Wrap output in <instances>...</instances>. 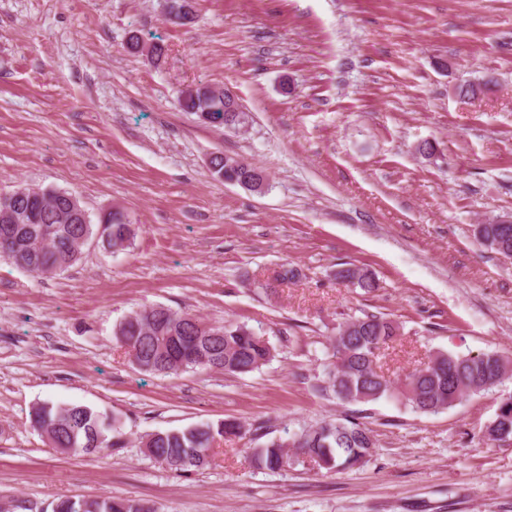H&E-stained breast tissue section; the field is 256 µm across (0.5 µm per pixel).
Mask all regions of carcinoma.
I'll list each match as a JSON object with an SVG mask.
<instances>
[{"label":"carcinoma","instance_id":"cac0c4a2","mask_svg":"<svg viewBox=\"0 0 512 512\" xmlns=\"http://www.w3.org/2000/svg\"><path fill=\"white\" fill-rule=\"evenodd\" d=\"M179 107L192 112L205 124L236 129L227 111L224 91L207 86L181 90ZM231 158H211L214 175L230 184L249 183L252 170L229 165ZM136 231L119 210L110 209L92 222L79 195L64 190L32 193L20 188L0 195V259L36 277L57 276L77 263L83 247L80 240L97 242L112 253L129 249ZM477 238L496 254L512 249V224H480ZM336 279L370 293L377 288L372 274L344 265ZM188 312L163 305L133 311L113 332L115 342L125 350L140 372L170 375L179 372H219L229 376L260 370L275 357L269 340L244 324H210ZM399 325L382 315L355 318L331 338L334 361L323 374L317 389L330 392L348 403L380 399L404 402L421 413L434 414L453 406L468 395L488 391L512 376V359L496 351L459 355L439 350L428 363L394 382L376 370L377 351L392 341ZM31 427L52 448L66 453L92 454L104 448H123L125 433L120 421L107 413L81 404L38 402L30 410ZM512 440V396L503 400L495 417L484 427L485 438ZM244 426L236 420L201 422L183 429L156 430L140 439L144 453L180 475L206 466L216 444L243 438ZM295 453L285 441L273 439L253 449L254 463L271 471L309 460L326 470H346L366 462L374 452L372 431L346 418L327 420L292 436ZM51 512H158L145 500L59 499Z\"/></svg>","mask_w":512,"mask_h":512}]
</instances>
